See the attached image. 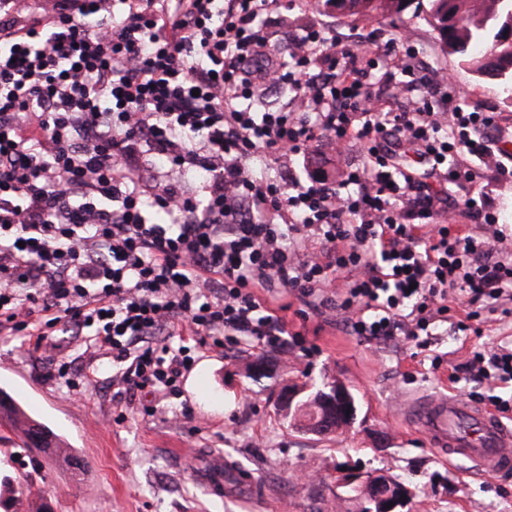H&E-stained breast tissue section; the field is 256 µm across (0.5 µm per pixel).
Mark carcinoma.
<instances>
[{"label":"carcinoma","instance_id":"obj_1","mask_svg":"<svg viewBox=\"0 0 512 512\" xmlns=\"http://www.w3.org/2000/svg\"><path fill=\"white\" fill-rule=\"evenodd\" d=\"M328 13L361 18L401 19L425 16L437 31L446 51L475 75L494 82L502 103L512 106V0H316ZM0 421L21 438L24 447L56 456L63 441L59 435L26 415L0 389ZM14 480L0 475V506L13 512L18 502Z\"/></svg>","mask_w":512,"mask_h":512}]
</instances>
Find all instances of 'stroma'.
I'll use <instances>...</instances> for the list:
<instances>
[{"instance_id":"1","label":"stroma","mask_w":512,"mask_h":512,"mask_svg":"<svg viewBox=\"0 0 512 512\" xmlns=\"http://www.w3.org/2000/svg\"><path fill=\"white\" fill-rule=\"evenodd\" d=\"M335 25L345 35L357 32L384 37L399 27L410 45L434 67L452 74L459 98L467 104L512 122L496 89L468 71L442 47L433 27L421 19L399 23L324 13L315 0H296L288 12L274 11L266 20L271 49H288L287 35L308 27ZM474 182L454 188L461 207L456 221L463 233L479 237L483 228L463 207L474 197L494 209L500 230L512 236V176L500 174L494 161L478 163ZM290 331H303L316 351L295 358L258 347L231 353L203 349L181 384V397L169 398L162 411L149 416L143 409L152 397L136 395L130 404L116 407L111 357L89 358L70 337H58L75 365H92L97 385L84 393L66 391L54 378L55 355L33 350L0 335V389L34 419L65 440L82 462V470L26 451L21 440L0 425V469L31 488L22 497L24 512H36L47 498L53 512H349L333 484L337 466L355 463L365 472H385L400 478L415 492L411 512H512V477L478 476L472 463L448 459L405 421L408 396H466L473 384L453 377L479 342L512 344V326L486 324L482 336L457 335L436 326L431 347L442 355L439 368L417 354L414 343L399 338L370 343L347 335L339 314L326 323L301 321L303 304L290 299ZM268 364L264 377H247L255 361ZM344 383L356 395L359 410L352 428L328 436L304 434L289 428L276 411L278 388L286 382L317 388L325 381ZM194 413L190 422L179 420L182 404ZM123 422H116L117 412ZM222 459L227 473L252 478L256 490L234 488L215 496L187 465Z\"/></svg>"}]
</instances>
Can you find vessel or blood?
<instances>
[{
  "label": "vessel or blood",
  "instance_id": "1",
  "mask_svg": "<svg viewBox=\"0 0 512 512\" xmlns=\"http://www.w3.org/2000/svg\"><path fill=\"white\" fill-rule=\"evenodd\" d=\"M407 411L436 448L471 461L482 475L512 474V427L486 409L433 396L410 401Z\"/></svg>",
  "mask_w": 512,
  "mask_h": 512
}]
</instances>
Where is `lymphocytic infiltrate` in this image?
<instances>
[{"label": "lymphocytic infiltrate", "instance_id": "lymphocytic-infiltrate-1", "mask_svg": "<svg viewBox=\"0 0 512 512\" xmlns=\"http://www.w3.org/2000/svg\"><path fill=\"white\" fill-rule=\"evenodd\" d=\"M0 0V334L111 355L114 384L162 402L200 348L299 347L282 299L344 313L367 342L481 334L512 319V239L488 206L461 233L448 186L493 154L492 113L398 39L329 29L269 51L279 0ZM385 66L402 106L375 91ZM287 88L288 108L248 99ZM359 148L341 181L300 179L311 148ZM160 157L153 187L136 173ZM199 175L194 193L183 180ZM468 398L512 383V346L473 347Z\"/></svg>", "mask_w": 512, "mask_h": 512}]
</instances>
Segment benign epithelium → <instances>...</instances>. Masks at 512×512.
Masks as SVG:
<instances>
[{
    "label": "benign epithelium",
    "mask_w": 512,
    "mask_h": 512,
    "mask_svg": "<svg viewBox=\"0 0 512 512\" xmlns=\"http://www.w3.org/2000/svg\"><path fill=\"white\" fill-rule=\"evenodd\" d=\"M278 406L282 414L293 416L300 424L316 429L329 425L346 430L357 417L355 396L341 382L332 384L325 395L315 403L312 420L305 415L308 401L302 387L290 385L284 388L279 396ZM335 487L340 497L345 495L347 489L358 488L362 493V505L369 507V512H403L413 496L409 486L391 475H366L346 465L336 468Z\"/></svg>",
    "instance_id": "7a95c632"
}]
</instances>
